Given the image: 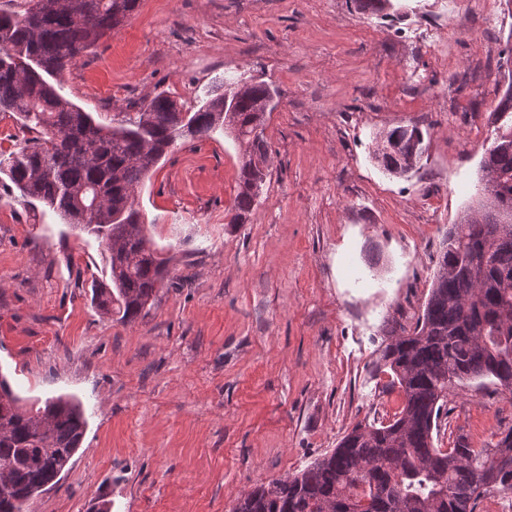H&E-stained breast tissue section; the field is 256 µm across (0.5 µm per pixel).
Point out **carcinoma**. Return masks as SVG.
Segmentation results:
<instances>
[{"mask_svg":"<svg viewBox=\"0 0 512 512\" xmlns=\"http://www.w3.org/2000/svg\"><path fill=\"white\" fill-rule=\"evenodd\" d=\"M139 0H27L0 11V112L35 136L0 154L22 197L106 242L110 278L92 285V303L124 323L148 314L167 259L145 233L134 193L176 139L218 129L238 144L240 164L229 223L243 224L266 182L260 101L277 96L264 81H240L234 112L224 86L199 107L159 93L139 111L106 124L64 98L48 81L116 29ZM492 145L481 162L483 200L448 228L438 271L415 325L387 334L373 373L390 376L400 409L356 424L334 451L285 479L241 495L230 512H476L492 490L512 493V427L485 448L463 438L434 444L448 395L465 381L490 379L512 396V78L496 109ZM423 132L399 126L375 158L391 173L412 172ZM87 427L81 404L51 397L28 406L0 374V512H29L33 492L56 482Z\"/></svg>","mask_w":512,"mask_h":512,"instance_id":"cac0c4a2","label":"carcinoma"}]
</instances>
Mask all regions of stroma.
<instances>
[{
	"mask_svg": "<svg viewBox=\"0 0 512 512\" xmlns=\"http://www.w3.org/2000/svg\"><path fill=\"white\" fill-rule=\"evenodd\" d=\"M512 0H140L61 77L107 117L221 78L279 92L269 175L229 224L239 152L224 132L181 141L136 195L169 259L148 315L90 303L109 252L0 174V372L27 402L68 394L88 426L32 512H229L256 485L329 455L365 417L394 414L372 366L413 327L442 239L479 199L493 111L512 72ZM426 131L420 168L385 171L390 129ZM512 427V398L472 381L448 398L438 447Z\"/></svg>",
	"mask_w": 512,
	"mask_h": 512,
	"instance_id": "obj_1",
	"label": "stroma"
}]
</instances>
